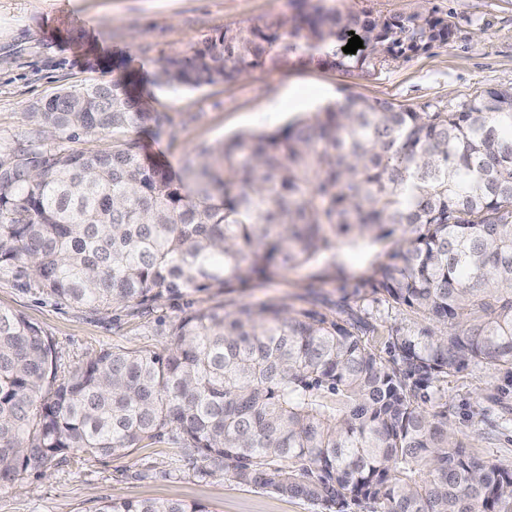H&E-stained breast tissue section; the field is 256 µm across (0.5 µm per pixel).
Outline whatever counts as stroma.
<instances>
[{
  "label": "stroma",
  "instance_id": "obj_1",
  "mask_svg": "<svg viewBox=\"0 0 512 512\" xmlns=\"http://www.w3.org/2000/svg\"><path fill=\"white\" fill-rule=\"evenodd\" d=\"M342 10L407 16L433 12L452 24L449 43L365 72L295 58L224 83L161 86L152 75L168 57L187 54L224 28L293 15L291 0H0V162L14 148L42 142L29 114L58 93L121 78L162 135L141 130L151 163L175 171L189 154L238 133L273 131L320 107L357 95L415 110L454 109L472 93L512 86V0H329ZM64 33L54 41L46 22ZM392 244H339L335 253L288 269L272 281L224 294L187 291L146 309L115 305L94 312L38 288L30 269L0 272V308L22 314L53 346L58 375L115 348L160 352L186 313L274 302L291 312L366 321L365 341L380 355L396 332L428 326L425 314L373 291L372 269ZM435 400L478 462L512 467V369L469 363L436 382ZM106 498L202 503L210 512H321L300 498L205 476L177 431L126 455L29 464L0 487V512H96Z\"/></svg>",
  "mask_w": 512,
  "mask_h": 512
}]
</instances>
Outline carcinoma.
I'll return each mask as SVG.
<instances>
[{
	"label": "carcinoma",
	"mask_w": 512,
	"mask_h": 512,
	"mask_svg": "<svg viewBox=\"0 0 512 512\" xmlns=\"http://www.w3.org/2000/svg\"><path fill=\"white\" fill-rule=\"evenodd\" d=\"M285 23L224 29L164 60L159 85L199 87L306 56L372 70L453 36L433 13L341 11L295 0ZM358 35L363 47H343ZM52 141L0 162V269L100 311L185 290L231 292L359 237L403 245L375 289L447 331L391 337L389 363L362 321L276 304L200 309L161 352L104 350L57 377L53 347L0 309V483L31 462L126 455L179 432L201 472L304 497L323 512H512V468L471 459L448 410L422 407L469 362L512 368V87L454 111L349 95L283 128L187 157L176 175L140 139L65 148L159 118L121 80L70 88L33 113ZM97 512H210L200 503L108 499ZM124 138L123 134H96L91 136H81L75 142L67 143V146L73 149L80 150H99L109 151L112 150V145L118 139Z\"/></svg>",
	"instance_id": "carcinoma-1"
}]
</instances>
